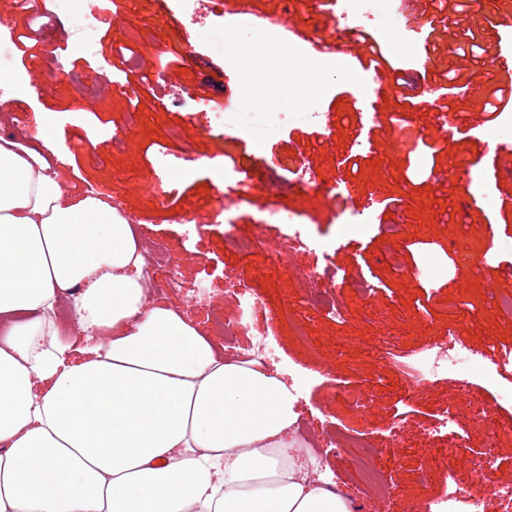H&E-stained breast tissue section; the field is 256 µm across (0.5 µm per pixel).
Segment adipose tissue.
<instances>
[{
  "label": "adipose tissue",
  "instance_id": "adipose-tissue-1",
  "mask_svg": "<svg viewBox=\"0 0 512 512\" xmlns=\"http://www.w3.org/2000/svg\"><path fill=\"white\" fill-rule=\"evenodd\" d=\"M35 138L0 136V512H351L293 389L151 302L133 225Z\"/></svg>",
  "mask_w": 512,
  "mask_h": 512
}]
</instances>
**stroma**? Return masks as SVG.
<instances>
[{
    "instance_id": "stroma-1",
    "label": "stroma",
    "mask_w": 512,
    "mask_h": 512,
    "mask_svg": "<svg viewBox=\"0 0 512 512\" xmlns=\"http://www.w3.org/2000/svg\"><path fill=\"white\" fill-rule=\"evenodd\" d=\"M457 2L429 0L436 31L421 38L417 61L386 62V99L376 123H364L355 90L335 79L318 94L328 124L285 121L260 145L226 133L218 115L237 111L247 85H256L264 97L269 84L263 75L225 66L173 0H125L117 17L98 10L90 54L79 48L64 18L49 12L34 19L19 10L17 0H0V82L15 87L13 121L0 122V135H31L39 125L48 129L71 160V185L121 200L141 239L164 249L182 285L169 287L166 273L156 272L161 302L185 305L192 321L212 331L211 307L190 301L187 293L189 287L207 286L225 320L245 326L231 341L235 346L267 337L277 352L276 368L305 377L302 427L363 432L388 482L414 502L445 494L450 477L458 486L470 485L465 466H448V455L457 448L489 451L496 481L512 483V409L495 408L488 385L464 386L451 374L409 394L397 372V356L450 333L480 350L491 344L512 348V311L503 306L512 300V266L495 244L512 238V209L499 206L512 197V156L483 166L491 147L479 133L491 124L484 105L501 74L498 57L507 38L495 21L512 14V0H475L462 12ZM15 33L28 37L30 56L16 50ZM471 34L483 54L476 60L456 56L455 47ZM116 41L132 47L152 74L136 98L124 92L137 83L136 74L117 73L106 90L79 89L53 64L59 58L86 74L112 67L120 62L112 51ZM172 53L177 62H169ZM451 71L456 77L442 100L458 116L450 138L437 122L438 108L421 104L418 94L423 81L443 80ZM133 111L141 115L135 124ZM397 111L407 117L400 133L393 126ZM117 131L123 134L119 150L112 138ZM418 138L425 148L413 149ZM431 144L438 154L428 152ZM235 156L254 160L264 178L280 186L276 192L257 184L241 187L230 219L238 230H255L260 215L277 209L297 215L312 238L334 241L333 250L281 253L288 236L284 224L259 230L249 253L226 247V221L220 218L186 234L185 218L223 203L224 169ZM298 161L314 171L317 187H293ZM478 166L482 178L473 187L467 174ZM337 184L343 192L328 205L320 188ZM489 196L495 207L486 206ZM344 208L370 210L371 224L350 231L337 221ZM393 224L399 225L398 234H390ZM414 242L422 243V250L408 252ZM324 268L338 273L332 288L344 301L339 320L305 300L310 284L300 271ZM362 280L375 288L366 299L352 291ZM249 286L262 296L259 308L237 309L224 296L225 289ZM358 384L374 387L370 406L361 413L337 398L344 387ZM405 396L419 412L394 434L393 405ZM446 412L464 415L467 424L437 429Z\"/></svg>"
}]
</instances>
